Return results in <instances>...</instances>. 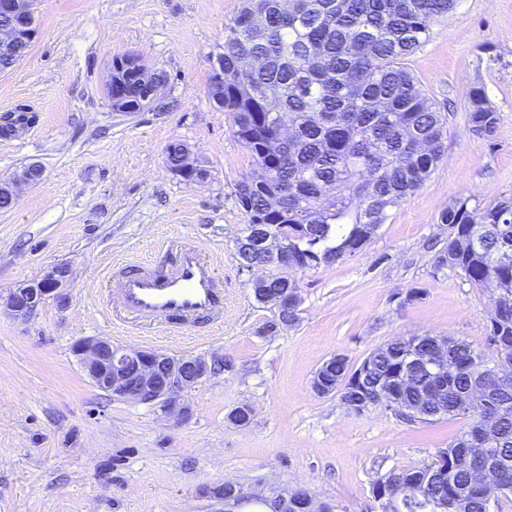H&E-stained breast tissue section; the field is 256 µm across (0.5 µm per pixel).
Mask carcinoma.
Masks as SVG:
<instances>
[{
    "label": "carcinoma",
    "mask_w": 512,
    "mask_h": 512,
    "mask_svg": "<svg viewBox=\"0 0 512 512\" xmlns=\"http://www.w3.org/2000/svg\"><path fill=\"white\" fill-rule=\"evenodd\" d=\"M455 0H252L224 27V79L209 78L213 106L228 115L235 136L268 180L244 176L236 183L246 218L242 235L267 225L288 245L300 268L328 265L370 239L390 212L420 188L444 152L445 117L404 66L407 56L430 37L432 27ZM141 77L129 67L117 112L141 111ZM278 112L292 134L278 140L269 114ZM498 113L483 88L471 90L469 131L491 137ZM187 145L165 148L170 167L180 166ZM439 221L448 238L436 253V269L465 277L490 300L512 297V197L486 206L461 198ZM257 302L275 310L262 332L287 323L294 310L273 296ZM437 337L398 336L368 356L374 376L388 380L402 405L431 423L461 417L466 427L422 467L393 470L374 487L383 489L380 512H430L429 494L443 477L448 512H486L477 493L466 492L474 475L462 460L468 436L482 417L487 426L481 447L493 467L507 470L494 499L512 495V307L493 308L489 340L497 360L488 366L469 343L447 338L444 351L454 370L440 375L410 367L412 381H398L415 352L431 356ZM347 363L328 359L312 386L336 395L360 413L366 392L344 383ZM439 391L438 402L424 399ZM407 487L410 498H399Z\"/></svg>",
    "instance_id": "carcinoma-1"
}]
</instances>
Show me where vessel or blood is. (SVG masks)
<instances>
[{"mask_svg":"<svg viewBox=\"0 0 512 512\" xmlns=\"http://www.w3.org/2000/svg\"><path fill=\"white\" fill-rule=\"evenodd\" d=\"M107 288L132 319L173 323L221 322L224 295L198 251L181 249L169 262L129 268Z\"/></svg>","mask_w":512,"mask_h":512,"instance_id":"vessel-or-blood-1","label":"vessel or blood"}]
</instances>
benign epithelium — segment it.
Returning a JSON list of instances; mask_svg holds the SVG:
<instances>
[{"instance_id": "1", "label": "benign epithelium", "mask_w": 512, "mask_h": 512, "mask_svg": "<svg viewBox=\"0 0 512 512\" xmlns=\"http://www.w3.org/2000/svg\"><path fill=\"white\" fill-rule=\"evenodd\" d=\"M0 16L10 19V24L0 29V48L8 49L28 44L35 37V19L31 0H0ZM132 62V54L124 53L113 58L105 89L109 101H114L115 87L120 85L119 74ZM134 63V62H132ZM140 75L149 84L144 99L153 105L163 98L166 84L154 78L155 71L140 61L134 63ZM42 170L37 165L28 167L14 182L5 185L4 192L15 199L17 186L29 185L41 179ZM242 244L256 255L259 262L246 267L260 276L252 280V291L259 292L266 286L268 271L275 268L285 283L292 282L288 272L298 269L294 258L279 239L263 224L254 225L250 236ZM69 278L64 264H55L35 286L19 287L7 297V306L15 315L28 318L49 302L59 307L67 304L63 289ZM72 352L87 377L113 398L150 406L161 418L186 421L191 407L185 395L204 380L216 377L230 369L224 354L212 352L204 355L169 356L155 351L122 347L105 338H84L74 343ZM485 488L502 485L500 471L485 466L479 474ZM231 492L224 496V512H248L254 496L237 483L227 480Z\"/></svg>"}]
</instances>
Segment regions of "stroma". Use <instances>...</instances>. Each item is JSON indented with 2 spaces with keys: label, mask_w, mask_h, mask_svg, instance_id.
I'll return each mask as SVG.
<instances>
[{
  "label": "stroma",
  "mask_w": 512,
  "mask_h": 512,
  "mask_svg": "<svg viewBox=\"0 0 512 512\" xmlns=\"http://www.w3.org/2000/svg\"><path fill=\"white\" fill-rule=\"evenodd\" d=\"M245 0H34L37 34L0 73V116L25 115L0 134V183L25 167L0 210V296L70 270L68 304L22 319L0 309V512H224L214 488H304L335 512H380L374 482L430 463L463 419L409 423L381 408L349 412L312 388L334 355L360 363L398 336L429 333L470 343L493 360L491 304L458 273L435 267L440 212L461 198L484 206L512 196V0H457L406 68L447 118L445 151L431 177L394 209L354 255L293 271L297 323L261 335L272 319L257 303L235 238L245 222L235 184L254 170L224 113L207 98L224 25ZM166 74L169 106L116 112L104 92L115 55ZM499 114L490 138L467 124L471 89ZM185 142L204 183L174 175L164 150ZM193 242L224 284V324L178 331L127 327L99 290L115 265L160 258L169 241ZM422 289L409 299L411 289ZM104 337L171 356L223 352L231 371L186 395L179 423L95 387L73 343ZM254 409L244 427L228 413Z\"/></svg>",
  "instance_id": "1"
}]
</instances>
